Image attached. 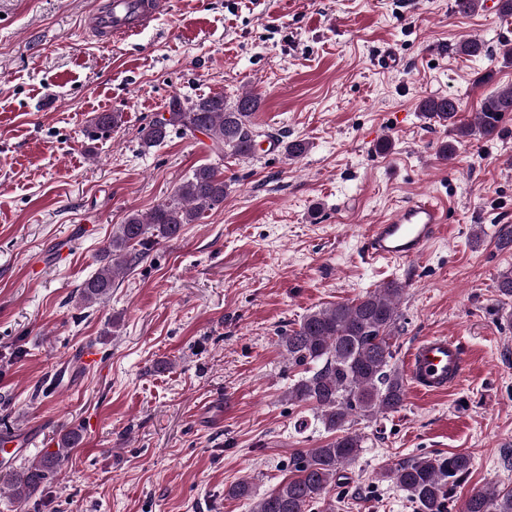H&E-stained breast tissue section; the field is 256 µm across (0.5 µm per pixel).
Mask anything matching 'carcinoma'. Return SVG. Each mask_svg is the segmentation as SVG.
Segmentation results:
<instances>
[{"instance_id": "obj_1", "label": "carcinoma", "mask_w": 512, "mask_h": 512, "mask_svg": "<svg viewBox=\"0 0 512 512\" xmlns=\"http://www.w3.org/2000/svg\"><path fill=\"white\" fill-rule=\"evenodd\" d=\"M259 98L243 94L233 101L222 95L183 102L179 98L141 130L149 147L162 143L170 129L201 133L211 140V151L224 156L249 158L260 137L251 122ZM422 112L452 126L456 136L490 138L512 112V86L485 98L471 123H456L458 104L451 97L427 98ZM227 184L218 168H195L174 194L150 213L127 214L113 225L103 248L108 262L80 286L81 304L106 300L125 271L145 257L158 239L180 235L187 224L224 204ZM403 286L389 282L353 300L337 302L307 313L297 326L279 334L289 364L304 369V376L288 388V400L315 410L316 420L332 438L318 448L298 450L289 458L288 479L259 498L251 512H336V502L325 500L328 488L338 482L341 469L351 465L363 448V437L348 431L350 418L398 411L406 396L403 374L391 364L396 346L397 302ZM81 435L71 430L60 447L31 461L6 477L11 494L26 500L39 491L47 477L68 457ZM473 458L466 453L418 456L396 463L382 474L406 491L417 512H447L454 507L455 490L469 474ZM460 512H512V488L490 487L472 493Z\"/></svg>"}]
</instances>
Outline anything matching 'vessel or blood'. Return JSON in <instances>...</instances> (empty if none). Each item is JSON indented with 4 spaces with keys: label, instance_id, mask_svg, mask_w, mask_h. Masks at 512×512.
<instances>
[{
    "label": "vessel or blood",
    "instance_id": "vessel-or-blood-1",
    "mask_svg": "<svg viewBox=\"0 0 512 512\" xmlns=\"http://www.w3.org/2000/svg\"><path fill=\"white\" fill-rule=\"evenodd\" d=\"M167 0H110L106 12L95 15L90 31L108 40L135 36L165 10ZM448 209L440 201L416 198L373 225L364 243L370 263H403L422 257L447 229ZM413 389L422 395L457 386L466 357L458 338L426 336L415 342L404 359Z\"/></svg>",
    "mask_w": 512,
    "mask_h": 512
}]
</instances>
